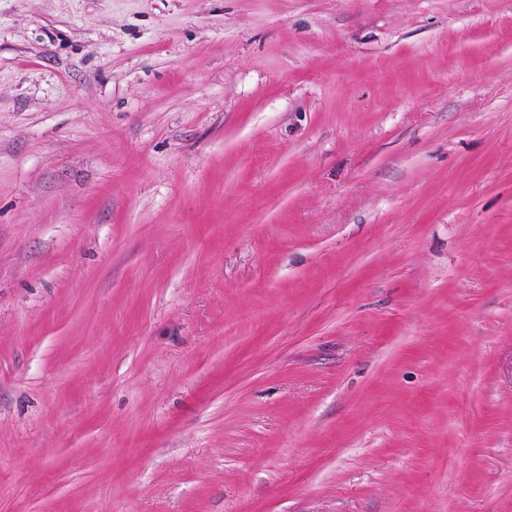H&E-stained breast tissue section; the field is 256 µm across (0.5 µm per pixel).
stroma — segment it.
<instances>
[{"label":"stroma","mask_w":512,"mask_h":512,"mask_svg":"<svg viewBox=\"0 0 512 512\" xmlns=\"http://www.w3.org/2000/svg\"><path fill=\"white\" fill-rule=\"evenodd\" d=\"M0 512H512V0H0Z\"/></svg>","instance_id":"obj_1"}]
</instances>
